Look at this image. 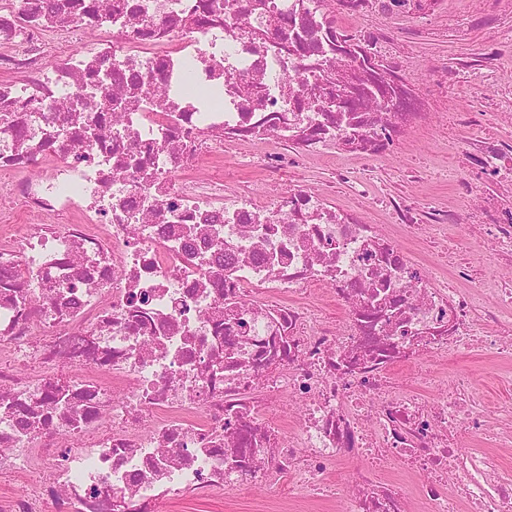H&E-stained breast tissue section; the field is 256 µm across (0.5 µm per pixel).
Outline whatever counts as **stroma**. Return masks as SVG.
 <instances>
[{
	"label": "stroma",
	"mask_w": 512,
	"mask_h": 512,
	"mask_svg": "<svg viewBox=\"0 0 512 512\" xmlns=\"http://www.w3.org/2000/svg\"><path fill=\"white\" fill-rule=\"evenodd\" d=\"M471 0H442L426 37L403 43L400 60L413 65L419 80L442 86L432 104L435 119L416 127L393 157L378 163L369 181L374 192L387 191L432 201L463 205L458 182L449 180L448 170L460 169L464 160L460 146L476 134L475 127L458 122L459 114L482 111L486 98L496 93L494 81L477 84L468 71H457L453 62L469 66L483 59L494 32L493 24L477 25L470 16ZM241 149L228 148L222 154L226 183L232 189L252 192L261 198L272 186L261 174L249 173L238 163ZM506 362L488 351L448 359L441 369L447 376L466 370L475 379L474 397L496 415L498 408L512 407V386L503 385L500 375ZM158 512H336L330 501H315L293 488L288 475H280L272 488L236 487L215 491L209 499L187 497L161 502Z\"/></svg>",
	"instance_id": "35a3bbf8"
}]
</instances>
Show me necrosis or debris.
Returning <instances> with one entry per match:
<instances>
[{"label": "necrosis or debris", "mask_w": 512, "mask_h": 512, "mask_svg": "<svg viewBox=\"0 0 512 512\" xmlns=\"http://www.w3.org/2000/svg\"><path fill=\"white\" fill-rule=\"evenodd\" d=\"M440 3L0 0V202L40 218L0 245V472L54 475L1 494L0 512H153L275 473L343 512H410L403 485L375 475L386 463L418 480L428 512H512L499 456L463 445L486 419L472 377L429 402L390 375L476 348L512 355V279L492 277L512 269V139L462 146L506 198L464 212L384 201L406 228L485 232L492 249L459 266L461 288L295 176L330 159L351 182L348 161L387 160L431 121L407 65L379 72L397 100L362 89L366 59L418 30L357 19ZM345 77L361 89L341 99ZM194 86L219 88L220 104ZM216 141L262 147L286 188L228 190ZM289 400L287 428L261 422ZM346 460L371 468L325 484Z\"/></svg>", "instance_id": "necrosis-or-debris-1"}]
</instances>
